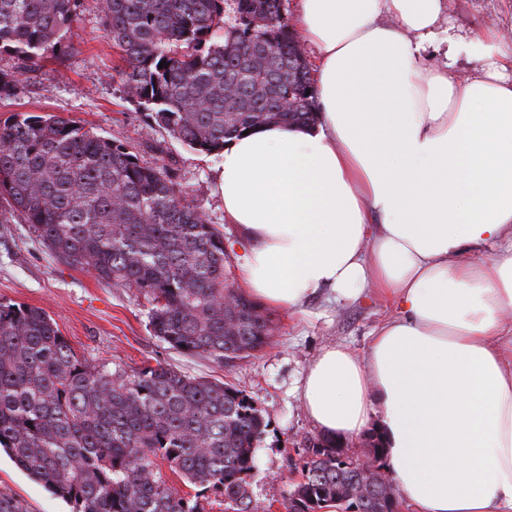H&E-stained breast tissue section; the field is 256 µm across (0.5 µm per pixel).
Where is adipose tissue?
Wrapping results in <instances>:
<instances>
[{
    "label": "adipose tissue",
    "mask_w": 512,
    "mask_h": 512,
    "mask_svg": "<svg viewBox=\"0 0 512 512\" xmlns=\"http://www.w3.org/2000/svg\"><path fill=\"white\" fill-rule=\"evenodd\" d=\"M446 0H297L316 123L220 155L238 282L272 307L369 289L395 313L366 356L331 345L304 408L329 439L375 427L413 512H512V55L496 31L458 85L429 64Z\"/></svg>",
    "instance_id": "obj_1"
}]
</instances>
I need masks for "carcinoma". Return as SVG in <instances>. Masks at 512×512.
<instances>
[{"instance_id": "cac0c4a2", "label": "carcinoma", "mask_w": 512, "mask_h": 512, "mask_svg": "<svg viewBox=\"0 0 512 512\" xmlns=\"http://www.w3.org/2000/svg\"><path fill=\"white\" fill-rule=\"evenodd\" d=\"M113 68L147 125L205 155L270 123L315 121L309 69L283 0H98ZM81 0H0V55L34 71L74 48ZM165 65H160V62ZM25 85L0 69V98ZM0 217L39 233L61 261L134 288L151 304L154 336L218 364L270 343L273 320L232 287L224 234L163 164L55 115L0 121ZM269 421L241 390L161 364L131 372L77 356L42 309L0 301V450L72 512H253L248 492ZM286 512L345 502L386 512L379 475L309 440ZM165 463L196 488L180 494ZM0 512H29L0 490Z\"/></svg>"}]
</instances>
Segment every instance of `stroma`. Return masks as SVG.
Listing matches in <instances>:
<instances>
[{
  "label": "stroma",
  "instance_id": "1",
  "mask_svg": "<svg viewBox=\"0 0 512 512\" xmlns=\"http://www.w3.org/2000/svg\"><path fill=\"white\" fill-rule=\"evenodd\" d=\"M446 3L448 26L457 36L467 40L494 29L512 47V0ZM73 40L76 51L48 55L36 73L27 75L23 97L0 98V121L17 112L70 118L129 145L145 162L166 165L223 232L230 261L238 263V233L224 221L217 184L219 157L195 152L164 130L147 127L111 76L118 58L104 34L96 0H83ZM1 299L46 311L74 351L94 363L126 371L162 364L242 390L269 421L250 478L253 512H284L283 504L302 476L306 441L319 434L301 401L310 364L324 348L338 343L365 355L374 329L392 312L388 302L374 296L337 302L322 290L298 309L272 308L270 344L254 356L220 365L183 355L153 336L142 295L101 283L91 271L58 260L16 217L0 223ZM0 490L24 499L30 512H69L64 501L4 454Z\"/></svg>",
  "mask_w": 512,
  "mask_h": 512
}]
</instances>
